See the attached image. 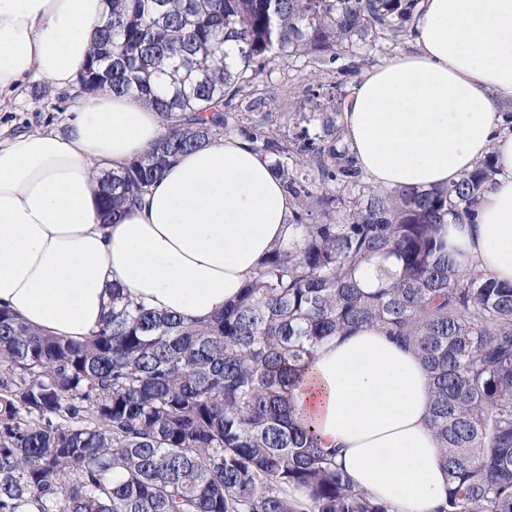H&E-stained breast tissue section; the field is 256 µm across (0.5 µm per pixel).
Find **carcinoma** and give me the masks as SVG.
<instances>
[{"instance_id": "1", "label": "carcinoma", "mask_w": 512, "mask_h": 512, "mask_svg": "<svg viewBox=\"0 0 512 512\" xmlns=\"http://www.w3.org/2000/svg\"><path fill=\"white\" fill-rule=\"evenodd\" d=\"M83 93L131 95L165 121L162 142L101 178L117 217L179 155L237 135L273 158L295 202L288 240L205 321L112 288L83 341L0 307V512H392L356 490L297 416L317 347L378 325L413 346L432 382L445 450L436 512H512V282L446 250L441 225L474 221L493 155L451 187L381 189L356 165L341 111L323 134L275 137L233 101L266 64L328 58L407 32L413 0H106ZM169 73L152 85V72ZM377 264L379 285L356 279Z\"/></svg>"}]
</instances>
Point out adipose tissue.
Segmentation results:
<instances>
[{"mask_svg": "<svg viewBox=\"0 0 512 512\" xmlns=\"http://www.w3.org/2000/svg\"><path fill=\"white\" fill-rule=\"evenodd\" d=\"M105 0H0V100L29 77L78 76ZM414 49L368 70L344 104L357 165L386 188L445 187L494 151L497 175L474 223L442 226L462 264L512 280V0H421ZM157 112L128 95L85 100L65 129L0 146V305L32 328L80 340L113 288L151 308L206 319L233 301L288 236L293 200L241 138L180 156L119 220L100 208L103 171L158 145ZM297 413L354 485L396 512H436L448 494L429 427L431 385L414 349L364 327L320 345Z\"/></svg>", "mask_w": 512, "mask_h": 512, "instance_id": "adipose-tissue-1", "label": "adipose tissue"}]
</instances>
